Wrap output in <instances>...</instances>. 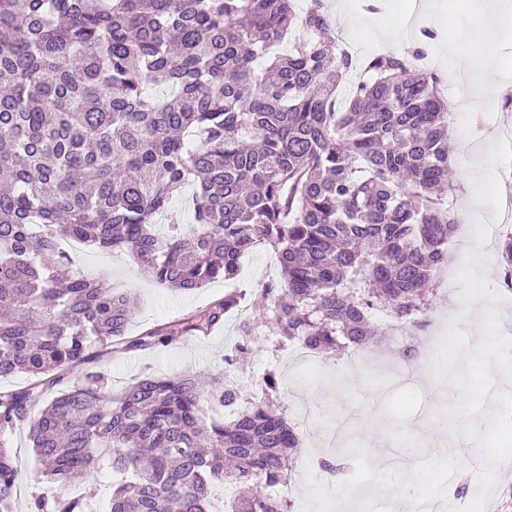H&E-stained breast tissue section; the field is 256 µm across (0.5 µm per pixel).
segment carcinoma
<instances>
[{
    "label": "carcinoma",
    "mask_w": 512,
    "mask_h": 512,
    "mask_svg": "<svg viewBox=\"0 0 512 512\" xmlns=\"http://www.w3.org/2000/svg\"><path fill=\"white\" fill-rule=\"evenodd\" d=\"M422 55L417 44L374 56L340 100L357 63L322 0L301 14L294 0H0V377H42L0 390V435L29 422L45 483L106 465L129 475L111 512H212L218 485L234 489L230 512H288L269 489L287 479L300 432L270 404L273 375L255 384L258 401L196 374L113 392L97 347L123 339L133 305L73 271L57 242L127 250L177 290L232 280L246 254L271 250L280 278L251 293L238 354L268 314L275 335L309 352L377 345L379 311L421 327L454 228L448 102L410 62ZM188 187L193 223L160 232L157 217ZM498 251L512 288V237ZM236 304L231 294L124 348L205 333ZM215 406L231 418L208 417ZM358 456L348 447L317 465L344 477ZM17 481L0 438V512H15ZM33 506L90 512L52 491Z\"/></svg>",
    "instance_id": "obj_1"
}]
</instances>
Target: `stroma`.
Wrapping results in <instances>:
<instances>
[{
    "label": "stroma",
    "mask_w": 512,
    "mask_h": 512,
    "mask_svg": "<svg viewBox=\"0 0 512 512\" xmlns=\"http://www.w3.org/2000/svg\"><path fill=\"white\" fill-rule=\"evenodd\" d=\"M331 14L338 34L360 60L390 50V43L349 29L336 12V0H323ZM427 25L437 34V40L447 43L459 32L469 31L470 49L482 50L487 30L476 16L473 0H438L436 13L427 15ZM496 54L499 59L491 79L512 97V12L498 15L496 20ZM512 127V112L496 104L479 112L464 113L462 120H450L451 189L448 207L456 221H463L468 206L486 208L496 194L489 178L467 179L464 171L475 153L472 140L481 147L491 148L493 167L512 164V148L503 147L500 133ZM461 233L448 241V261L444 268L447 278L433 277L429 297L433 308L430 323L418 334L419 356L415 362L396 361L400 345L392 334H385L379 346L358 353L367 363L365 371L349 374L347 356L341 355L320 362L311 370L301 358L283 355L279 341L264 336L243 362L244 371L261 377L266 371H276L280 390L277 403L289 420H296L302 410L313 414L311 424L302 427L303 443L297 453L294 477L300 487L319 485L324 476L316 461L319 457L336 455L338 444L334 434L337 421L348 424L346 444L357 445L362 454L357 461L360 485L373 487L375 482L401 480L404 471L416 473L421 484L443 491L445 485L464 486L469 497L483 499L493 512H512V474L499 469H487L478 476L470 466L472 456L479 452L500 455L506 448L503 437L512 433V381L505 383L503 398L487 405L480 378L484 366L474 368V376L464 386L457 410L460 414L483 419L488 431L480 446L469 445L465 436L450 427V413L438 412L437 407L449 391L447 378L432 376L425 353L437 336H453L458 350L473 345L476 331L469 321L459 320V313L477 300L491 304L497 312L501 332L512 333V290L501 284L499 258L485 265H475L467 247L461 245ZM270 251L259 249L241 261L240 271L233 281L217 280L208 286L186 292H176L150 281L137 270L129 253H103L82 247L76 255V269L89 277H103L126 289L135 308L129 326L130 335L163 328L185 321L221 300L231 291H238V307L228 311L223 324L208 334L196 333L170 345L151 349L126 351L116 346L104 347L98 362L113 389H120L129 379L152 374L175 377L185 373L212 376L225 367L224 355L237 341V324L250 309L251 289L275 279L276 266L270 265ZM366 393L379 406L380 432L365 431L357 417L349 415L359 393ZM18 457L19 490L15 512H30V501L41 491L36 476L39 465L29 445L28 429L17 426L10 437Z\"/></svg>",
    "instance_id": "1"
}]
</instances>
